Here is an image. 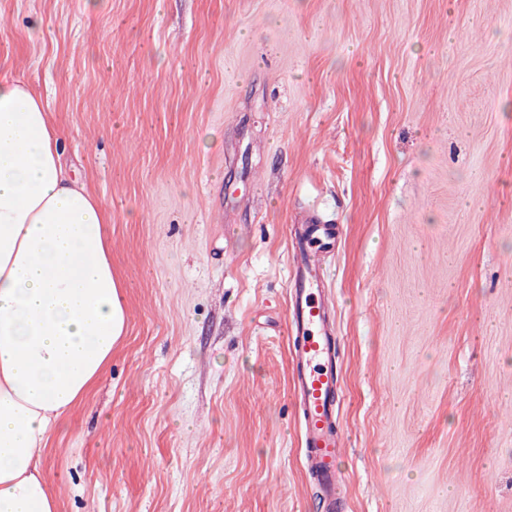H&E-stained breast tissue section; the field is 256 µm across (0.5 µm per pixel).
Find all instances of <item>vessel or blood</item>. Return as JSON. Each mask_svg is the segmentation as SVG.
I'll list each match as a JSON object with an SVG mask.
<instances>
[{
  "instance_id": "b4317fda",
  "label": "vessel or blood",
  "mask_w": 512,
  "mask_h": 512,
  "mask_svg": "<svg viewBox=\"0 0 512 512\" xmlns=\"http://www.w3.org/2000/svg\"><path fill=\"white\" fill-rule=\"evenodd\" d=\"M325 226L308 227L306 240L293 263L298 278L292 294L290 354L299 371L295 389L302 411L304 460L328 512L341 507L344 481L336 469L342 437L336 426L339 378L335 347L328 328L327 300L315 297L321 285L322 252L317 245Z\"/></svg>"
}]
</instances>
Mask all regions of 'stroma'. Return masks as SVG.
Returning a JSON list of instances; mask_svg holds the SVG:
<instances>
[{"instance_id":"stroma-1","label":"stroma","mask_w":512,"mask_h":512,"mask_svg":"<svg viewBox=\"0 0 512 512\" xmlns=\"http://www.w3.org/2000/svg\"><path fill=\"white\" fill-rule=\"evenodd\" d=\"M1 72L124 287L44 450L59 512H325L286 335L310 223L338 231L343 512H512V0H0Z\"/></svg>"}]
</instances>
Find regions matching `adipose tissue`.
<instances>
[{
  "mask_svg": "<svg viewBox=\"0 0 512 512\" xmlns=\"http://www.w3.org/2000/svg\"><path fill=\"white\" fill-rule=\"evenodd\" d=\"M109 221L47 100L0 75V512H58L42 450L126 327Z\"/></svg>",
  "mask_w": 512,
  "mask_h": 512,
  "instance_id": "obj_1",
  "label": "adipose tissue"
}]
</instances>
